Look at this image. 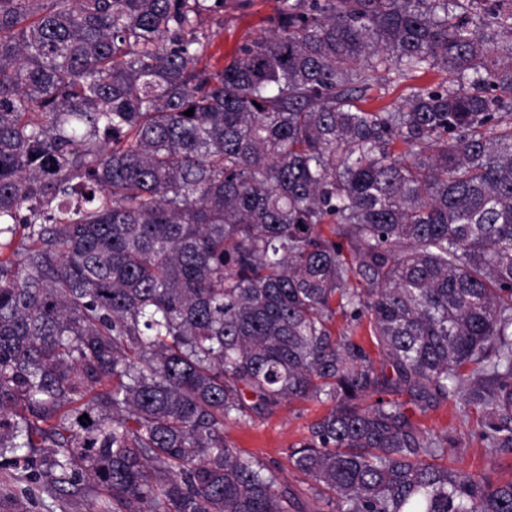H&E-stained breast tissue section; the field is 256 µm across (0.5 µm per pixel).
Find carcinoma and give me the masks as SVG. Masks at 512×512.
Returning <instances> with one entry per match:
<instances>
[{"mask_svg": "<svg viewBox=\"0 0 512 512\" xmlns=\"http://www.w3.org/2000/svg\"><path fill=\"white\" fill-rule=\"evenodd\" d=\"M231 1L0 0V458L98 512H512L407 410L512 450V0H277L214 70ZM303 398L307 511L224 439Z\"/></svg>", "mask_w": 512, "mask_h": 512, "instance_id": "obj_1", "label": "carcinoma"}]
</instances>
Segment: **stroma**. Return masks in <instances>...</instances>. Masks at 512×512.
Returning <instances> with one entry per match:
<instances>
[{
    "label": "stroma",
    "mask_w": 512,
    "mask_h": 512,
    "mask_svg": "<svg viewBox=\"0 0 512 512\" xmlns=\"http://www.w3.org/2000/svg\"><path fill=\"white\" fill-rule=\"evenodd\" d=\"M274 8L275 0H249L243 8L207 18L205 26L212 40L210 66L222 68L241 42L266 25ZM329 409V403L314 399L286 401L273 411L253 415L248 422L227 424L224 437L243 454L284 466L289 448L306 440L310 425ZM408 412L422 428L447 439L448 451L462 470L488 476L497 483L512 481V451L489 448L483 441L480 408L464 404L457 395L432 403L424 412L409 406ZM31 484V471L26 466L0 468V512H97L104 498L99 488L88 485L65 497L40 488L30 499L23 490Z\"/></svg>",
    "instance_id": "stroma-1"
}]
</instances>
